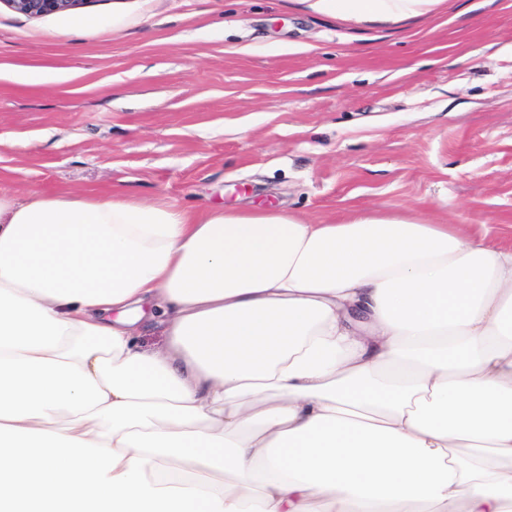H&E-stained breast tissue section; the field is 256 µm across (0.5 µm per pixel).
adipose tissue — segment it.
<instances>
[{
    "label": "adipose tissue",
    "instance_id": "ef3b65f1",
    "mask_svg": "<svg viewBox=\"0 0 512 512\" xmlns=\"http://www.w3.org/2000/svg\"><path fill=\"white\" fill-rule=\"evenodd\" d=\"M0 512H512V245L0 193Z\"/></svg>",
    "mask_w": 512,
    "mask_h": 512
}]
</instances>
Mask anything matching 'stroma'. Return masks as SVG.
I'll return each mask as SVG.
<instances>
[{"instance_id":"1","label":"stroma","mask_w":512,"mask_h":512,"mask_svg":"<svg viewBox=\"0 0 512 512\" xmlns=\"http://www.w3.org/2000/svg\"><path fill=\"white\" fill-rule=\"evenodd\" d=\"M0 0V192L383 209L512 244V0ZM247 134H237L239 124ZM14 11L30 16L42 17L53 13L79 10L86 0H2ZM1 1V2H2ZM316 7L322 11H336L350 14H368L380 9L381 0H316Z\"/></svg>"}]
</instances>
